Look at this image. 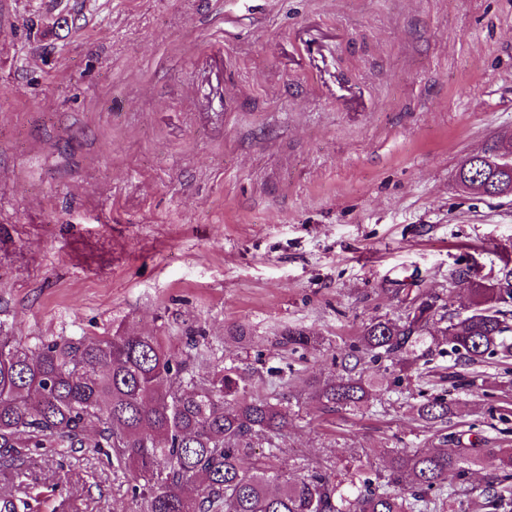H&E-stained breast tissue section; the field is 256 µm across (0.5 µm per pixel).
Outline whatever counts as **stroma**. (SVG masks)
I'll return each mask as SVG.
<instances>
[{"instance_id": "stroma-1", "label": "stroma", "mask_w": 512, "mask_h": 512, "mask_svg": "<svg viewBox=\"0 0 512 512\" xmlns=\"http://www.w3.org/2000/svg\"><path fill=\"white\" fill-rule=\"evenodd\" d=\"M512 137V0H0V322L23 342L118 324L188 337L206 376L235 364L289 396L275 460L384 477L443 440L512 448V359L419 346L360 354L378 390L327 412L375 319L406 295L469 302L512 268V195L463 189L471 154ZM303 328L307 347L280 342ZM442 397L447 423L414 408ZM447 484V512H478ZM130 474L46 448L0 496L38 512H136Z\"/></svg>"}]
</instances>
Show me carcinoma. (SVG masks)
<instances>
[{
    "label": "carcinoma",
    "instance_id": "1",
    "mask_svg": "<svg viewBox=\"0 0 512 512\" xmlns=\"http://www.w3.org/2000/svg\"><path fill=\"white\" fill-rule=\"evenodd\" d=\"M457 177L491 196L512 185V158L492 167L480 155L461 161ZM404 319L365 325L361 344L375 359L411 353L430 326L447 323L443 335L458 359L481 361L500 353L512 357L509 315L512 288L472 290L470 305L442 312L415 296ZM282 343L297 349L308 338L290 328ZM171 352L160 336L122 326L110 336H61L28 346L0 328V467L23 471L39 448H99L130 472L139 512H407L409 499L444 495L451 472H464L473 449L448 444L433 452L392 458L389 490L367 477L340 490L328 469L309 465L290 477L276 469L277 440L288 425V402L252 394L235 366H222L212 379L190 373L201 357ZM372 381L347 374L316 390L323 409L358 408L372 396ZM420 419L444 422L448 402L429 400ZM266 447L258 454L256 449ZM508 475H493L479 496L493 512H512ZM31 495L0 497V512H30Z\"/></svg>",
    "mask_w": 512,
    "mask_h": 512
}]
</instances>
